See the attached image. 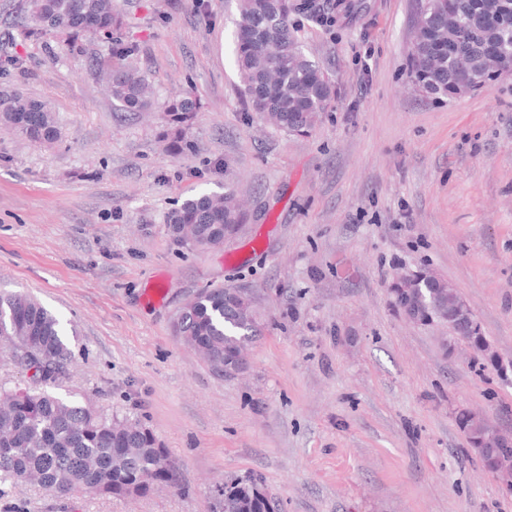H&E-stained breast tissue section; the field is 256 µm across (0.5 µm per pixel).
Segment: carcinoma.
Here are the masks:
<instances>
[{
    "instance_id": "carcinoma-1",
    "label": "carcinoma",
    "mask_w": 512,
    "mask_h": 512,
    "mask_svg": "<svg viewBox=\"0 0 512 512\" xmlns=\"http://www.w3.org/2000/svg\"><path fill=\"white\" fill-rule=\"evenodd\" d=\"M420 20L408 54L411 83L433 97L459 93L463 77L486 80L494 58L512 69V0H418ZM32 34L111 38L124 25L114 0H24ZM318 0H239L238 65L248 109L275 128L307 135L325 111L331 88L307 57L295 35V19L325 21ZM133 44L112 47V63L99 72L112 101L127 112H146L150 87L133 64ZM200 102L176 95L166 112L165 138L175 153L190 151L186 126ZM0 123L29 140L53 143L58 118L44 102L22 93L0 97ZM247 222L234 191L192 196L171 211L168 229L190 233L199 248L224 246V237ZM397 307L420 309L425 323H450L454 298L436 282L400 288ZM174 333L210 359L235 364L263 330L252 295L236 288L205 289L180 312ZM0 337L8 339L33 386L0 393V484L33 479L61 497H138L177 481L176 462L153 432L117 415L95 412L89 405L48 390L67 370L72 350L59 320L30 296L0 292ZM472 450L490 466L491 449L481 447L485 428L469 427ZM234 512H262L263 504L240 480L224 485Z\"/></svg>"
}]
</instances>
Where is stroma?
<instances>
[{"label":"stroma","instance_id":"stroma-1","mask_svg":"<svg viewBox=\"0 0 512 512\" xmlns=\"http://www.w3.org/2000/svg\"><path fill=\"white\" fill-rule=\"evenodd\" d=\"M361 3L298 28L332 96L296 136L248 110L238 0H116L115 39L155 91L143 116L96 77L111 40L32 35L21 0H0V94L59 117L44 146L0 126V291L65 326L59 396L139 421L181 466L134 499L7 485L0 512H219L222 484L247 476L280 512H512L459 425L473 411L512 432V75L427 96L406 80L415 0ZM179 92L202 107L193 151L173 156L160 137ZM227 188L242 230L174 242L169 212ZM421 268L467 300L508 373L395 307L393 276ZM205 287L246 289L264 316L241 376L173 334Z\"/></svg>","mask_w":512,"mask_h":512}]
</instances>
